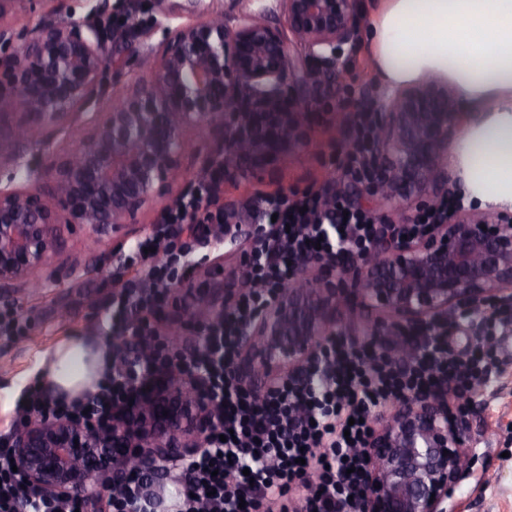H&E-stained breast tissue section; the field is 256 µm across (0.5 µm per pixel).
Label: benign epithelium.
<instances>
[{"label": "benign epithelium", "instance_id": "benign-epithelium-1", "mask_svg": "<svg viewBox=\"0 0 512 512\" xmlns=\"http://www.w3.org/2000/svg\"><path fill=\"white\" fill-rule=\"evenodd\" d=\"M288 31L243 11L224 21L167 31L152 58L150 79L132 84L117 105L103 107L99 88L112 58L108 33L70 15L42 21L16 39L10 19L32 0H0V102L21 111L8 135L0 132V292L44 287L40 276L58 251L55 225L122 229L177 188L184 134L219 129L218 168L239 169L284 149H306L301 115L321 91L342 78L359 44L360 0H281ZM378 115L365 171L351 178L356 199L397 208L407 199L431 208L448 193L443 155L464 119L455 91L436 79L395 90L372 86L345 110ZM39 135L32 147L19 129ZM76 131L60 151L56 134ZM35 175L46 194L17 183ZM181 287L162 289L154 314H164ZM239 283L210 288L184 311L182 329L204 336L229 318ZM512 308V215L459 209L423 236L390 232L363 255L306 257L287 287L252 314L241 336L232 375L256 395L290 379L305 383L324 345L336 337V316L352 321L360 308L378 312L353 351L369 354L384 336L416 351L429 335L486 316L484 303ZM172 359L135 401L112 417L78 419L46 412L23 419L11 440L14 465L37 494L85 498L94 512H110L121 474L112 460L140 465L201 448L213 428V403L185 364ZM365 444L368 454L363 512H446L448 493L468 468L467 403L448 404V385L406 393L389 402Z\"/></svg>", "mask_w": 512, "mask_h": 512}]
</instances>
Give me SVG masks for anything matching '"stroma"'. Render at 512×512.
Wrapping results in <instances>:
<instances>
[{"label":"stroma","mask_w":512,"mask_h":512,"mask_svg":"<svg viewBox=\"0 0 512 512\" xmlns=\"http://www.w3.org/2000/svg\"><path fill=\"white\" fill-rule=\"evenodd\" d=\"M98 23L112 32V61L104 70L105 104H118L124 89L150 76L137 65L134 53L141 45H159L161 30L150 28L151 19L176 14L178 22L201 21L213 15L232 16L244 7L259 11L271 25L287 28V16L281 0H202L191 6L188 0H98ZM136 15L143 27L130 33L128 15ZM370 50L360 46L353 55L346 75L326 89L320 107L312 112L306 127L310 147L305 151L285 154L263 166L249 165L247 174L222 180L215 191L213 209L246 217L255 204L257 192L301 191L307 187L334 193L350 192L349 182L338 177L345 159L351 128L357 122L354 112L332 111L333 102L358 97L366 86L379 84ZM218 132L201 136L188 132L181 156L183 190L194 191L208 175L214 157ZM163 218L151 209L141 215L139 223L119 232L96 231L82 224H63L59 233L63 241L60 252L53 255L44 268L52 274L72 262L89 265L90 273L62 280L39 293L19 290L14 299L0 297V310L19 301L24 314L19 320L20 335L0 337V442L8 440L20 425L23 403L30 389L45 387L46 362L59 346L81 337H94L96 342L113 335L117 325L110 318L114 287V267H122L124 284L138 277V270L124 264L128 253L121 240L138 238L153 232ZM225 242H209L198 249L195 257L202 268L181 264L178 276L186 289L210 288L220 283L229 263ZM495 363L491 379L485 386L464 393L472 411L469 420L472 439L469 443L470 465L465 476L452 488L446 502L447 512H512V319L498 322L492 338Z\"/></svg>","instance_id":"1"}]
</instances>
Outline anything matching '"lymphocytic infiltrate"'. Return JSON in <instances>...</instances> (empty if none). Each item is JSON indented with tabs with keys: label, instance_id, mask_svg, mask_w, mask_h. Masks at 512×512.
Instances as JSON below:
<instances>
[{
	"label": "lymphocytic infiltrate",
	"instance_id": "obj_1",
	"mask_svg": "<svg viewBox=\"0 0 512 512\" xmlns=\"http://www.w3.org/2000/svg\"><path fill=\"white\" fill-rule=\"evenodd\" d=\"M255 213L269 224L250 265V288L231 318L214 326L190 361L204 378L215 403V425L203 448L176 466L181 485L177 512H361L358 494L366 465L362 448L373 415L392 399L448 382L471 389L486 370L485 349L468 356L448 350L446 336L434 335L410 363L399 364L385 348L360 358L347 340L330 341L320 358V373L310 387L283 380L256 398L230 375L241 337L239 325L267 296L288 283L293 268L313 253L332 257L341 247L370 251L381 226L340 196L306 189L301 196L257 193ZM192 244L173 248L160 232L140 241L128 254V266L141 267L142 284L121 289L112 301L122 331L149 340V321L161 288L176 275ZM167 255L155 263L154 252ZM168 360L165 349L143 355H115L110 372L85 399L56 405L57 413L79 417L110 416L129 404ZM142 470L126 476L112 494L111 512H152ZM88 512L82 499L61 502L37 497L12 470L9 448H0V512Z\"/></svg>",
	"mask_w": 512,
	"mask_h": 512
}]
</instances>
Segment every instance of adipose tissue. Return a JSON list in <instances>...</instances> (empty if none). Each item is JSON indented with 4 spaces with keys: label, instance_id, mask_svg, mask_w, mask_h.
Segmentation results:
<instances>
[{
    "label": "adipose tissue",
    "instance_id": "1",
    "mask_svg": "<svg viewBox=\"0 0 512 512\" xmlns=\"http://www.w3.org/2000/svg\"><path fill=\"white\" fill-rule=\"evenodd\" d=\"M384 85L427 77L451 86L469 115L449 171L481 211L512 210V0H385L363 31ZM106 355L83 338L55 350L48 387L74 400L92 390Z\"/></svg>",
    "mask_w": 512,
    "mask_h": 512
}]
</instances>
